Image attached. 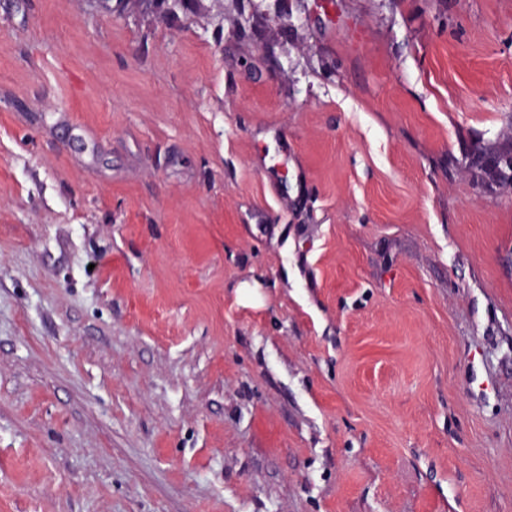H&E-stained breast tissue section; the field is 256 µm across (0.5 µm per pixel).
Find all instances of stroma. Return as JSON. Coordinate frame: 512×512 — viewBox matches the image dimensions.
Returning a JSON list of instances; mask_svg holds the SVG:
<instances>
[{
  "instance_id": "35a3bbf8",
  "label": "stroma",
  "mask_w": 512,
  "mask_h": 512,
  "mask_svg": "<svg viewBox=\"0 0 512 512\" xmlns=\"http://www.w3.org/2000/svg\"><path fill=\"white\" fill-rule=\"evenodd\" d=\"M320 2L0 0V512H512V0Z\"/></svg>"
}]
</instances>
